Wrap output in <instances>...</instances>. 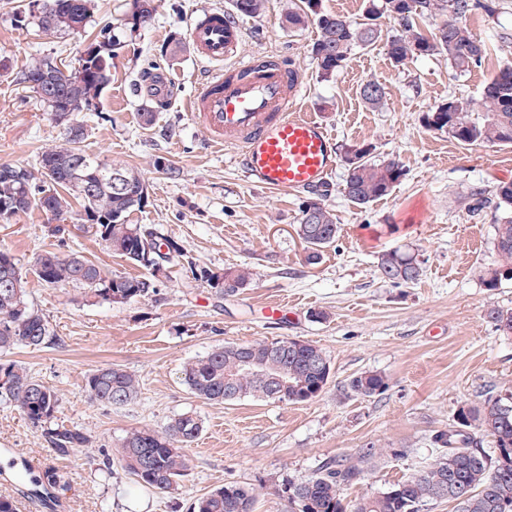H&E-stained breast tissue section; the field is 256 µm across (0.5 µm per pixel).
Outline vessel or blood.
Segmentation results:
<instances>
[{"instance_id": "b4317fda", "label": "vessel or blood", "mask_w": 512, "mask_h": 512, "mask_svg": "<svg viewBox=\"0 0 512 512\" xmlns=\"http://www.w3.org/2000/svg\"><path fill=\"white\" fill-rule=\"evenodd\" d=\"M188 34L196 59L211 68L185 106L210 143L233 150L254 186L284 193L321 190L337 166L334 137L299 112L301 75L285 60L263 55L228 63L241 29L223 10L201 9Z\"/></svg>"}]
</instances>
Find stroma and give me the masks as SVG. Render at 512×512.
<instances>
[{"mask_svg":"<svg viewBox=\"0 0 512 512\" xmlns=\"http://www.w3.org/2000/svg\"><path fill=\"white\" fill-rule=\"evenodd\" d=\"M295 2L267 0L263 14L240 17L237 57L287 59L304 81V111L335 134L336 146L369 145L373 158L399 161L403 180L384 199L359 206L344 196L345 169L337 167L322 202L334 210L339 234L308 262L295 226L309 193L250 185L232 150L211 145L183 109L205 70L190 48L189 23L205 7L231 12L230 0H160L154 18L113 58L111 83L79 119L90 130L87 154L133 168L146 182L147 203L130 223L156 225L182 244L185 259L170 265L155 299L90 304L81 289L49 287L37 275V256L60 246L45 233L51 215L36 209L0 225V249L19 259L27 297L53 333L49 344L17 348L7 359L57 392V424L92 437L87 447L58 454L19 410L0 401V495L15 500L18 512H189L197 499L233 483L253 487L254 512H290L276 492L283 481H304L326 459L374 447L362 479L343 490L354 501L432 462L439 454L434 434L452 426L460 408L512 397V336L489 316L512 308V280L485 288L483 274L496 261L494 226L468 210L474 192L488 197L512 182V146L462 145L423 123L448 96L479 100L499 65L512 62V0H481L468 16L473 34L492 46L468 74H455L439 55L395 65L386 21L384 40L355 51L329 82L318 78L310 54L314 25L281 26ZM18 4L0 0V164L31 166L61 143L64 129L22 82L23 72L44 55L74 65L100 24L124 16L128 0H97L86 27L63 37L15 23ZM159 71L170 83L167 102L148 91ZM371 79L385 91L378 108L360 95ZM146 109L152 121H144ZM64 222L68 249L106 273L139 275L83 228L79 208ZM392 249L415 253L419 281L382 278L378 257ZM239 265L250 266L254 279L233 297L216 296L190 272ZM278 304L283 314L272 313ZM319 311L326 319H316ZM286 338L318 346L330 361L331 378L311 401L212 404L182 382L184 364L217 346ZM105 364L135 374L131 403L107 408L90 399L86 379ZM362 372L385 376L384 394H351L347 383ZM185 412L202 422L199 438L184 450L187 476L169 493L142 487L123 468L120 439L135 428L161 429ZM48 468L60 483L45 496L35 481Z\"/></svg>","mask_w":512,"mask_h":512,"instance_id":"obj_1","label":"stroma"}]
</instances>
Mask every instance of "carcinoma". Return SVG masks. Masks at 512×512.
I'll return each mask as SVG.
<instances>
[{"label":"carcinoma","instance_id":"1","mask_svg":"<svg viewBox=\"0 0 512 512\" xmlns=\"http://www.w3.org/2000/svg\"><path fill=\"white\" fill-rule=\"evenodd\" d=\"M156 0H129L124 23L104 24L89 47L80 51L77 65L60 67L50 56L35 59L23 72V83L34 97L52 110L42 97L40 85L56 88V100L73 112L90 109L112 80V59L117 45L136 34L135 20L152 18ZM266 0H232L236 13L255 17ZM305 7L291 8L284 23L294 29L308 23L309 15L317 29L311 47L321 80L330 81L356 49H366L382 39L378 20L387 18L396 25L388 37V55L400 65L414 57L440 55L459 74L478 68L489 48L478 41L466 24L467 16L481 7L480 0H368L364 19L352 20L340 14ZM96 0H40V11L28 0L24 10L14 15L23 26L65 35L86 26L96 12ZM448 20L440 27L423 30L419 20L433 15ZM366 103L379 107L384 88L376 80L361 87ZM480 116L473 117V112ZM427 127L445 132L464 145L493 143L512 145V63L500 66L484 86L478 103L454 96L438 104L424 116ZM88 129L78 122L76 131H65L64 143L45 150L33 167L15 166L13 176L0 175V223L8 224L31 209L52 212L59 217L76 201L82 208V221L94 230L113 253L146 270L142 276L106 275L98 266L74 252L47 251L37 258V274L48 287L73 285L84 290L95 303L124 304L156 295L159 283L167 277L168 265L184 257L182 245L161 234L152 224H131V212L143 207L141 194L146 187L141 175L125 166L107 163L82 148ZM345 196L357 205H367L388 196L405 176L399 162L374 160L370 150L345 148ZM127 177L120 191L112 188L113 169ZM477 209H490L495 227L496 265L485 270L484 284L496 288L504 277L512 276V183L496 187L494 198L479 197ZM296 232L309 250L308 260L319 258L323 248L339 233L336 216L317 202L310 211L302 210ZM382 278L396 284H413L422 267L414 255L387 251L379 257ZM219 296L231 295L250 285L253 273L247 267L228 268L218 274L192 270ZM231 283L225 287V283ZM490 318L497 330L512 335V310L493 309ZM52 340L45 316L27 299L25 281L18 260L0 250V354L17 346L40 348ZM248 357L257 371L243 367ZM183 382L191 393L204 401L223 404L241 397L271 399L286 404L308 402L324 390L331 377V364L321 348L302 340L281 339L251 344L227 343L187 362ZM387 388L384 376L364 372L352 377L348 389L372 397ZM91 399L105 406H123L138 393L136 377L119 367L103 365L87 377ZM0 398L14 405L41 430L52 449L67 454L91 443L78 428L67 429L54 423L59 405L56 392L35 380L20 364L0 363ZM456 425L467 428L441 430L434 443L439 456L386 491L364 497L353 504L342 498L344 487L361 479L364 463L374 455L370 450L357 461L329 459L316 472L298 484L283 483L291 512H422L431 501L457 503L458 512H512V404L500 399L487 400L482 407H462ZM202 431L201 420L186 412L173 418L162 430L134 429L122 439L121 458L137 483L160 492L175 489L186 475L188 462L180 449L190 446ZM492 439L495 448H481V438ZM255 495L245 485H228L198 499L192 512H253Z\"/></svg>","mask_w":512,"mask_h":512}]
</instances>
